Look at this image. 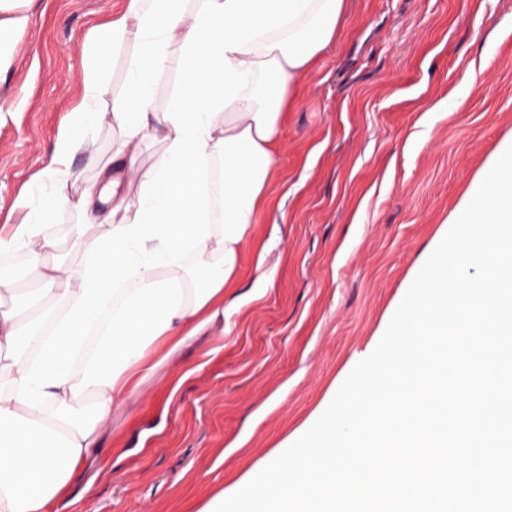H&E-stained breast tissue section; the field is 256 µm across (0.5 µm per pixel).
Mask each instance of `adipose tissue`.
<instances>
[{
  "label": "adipose tissue",
  "mask_w": 512,
  "mask_h": 512,
  "mask_svg": "<svg viewBox=\"0 0 512 512\" xmlns=\"http://www.w3.org/2000/svg\"><path fill=\"white\" fill-rule=\"evenodd\" d=\"M347 0H130L86 49L83 96L59 135L54 165L0 233V254L23 252L33 301L0 277V512H57L84 471L113 404L224 314V289L266 198L286 115L318 55L339 34ZM181 49V80L163 111L154 79ZM132 46L127 88L114 99L119 145L78 201L64 189L70 157L102 118L106 50ZM161 152L139 163L146 136ZM136 175L135 197L119 194ZM112 220L73 246L71 267L45 228L57 211L90 220L96 199Z\"/></svg>",
  "instance_id": "adipose-tissue-1"
}]
</instances>
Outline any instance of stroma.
Here are the masks:
<instances>
[{"instance_id": "35a3bbf8", "label": "stroma", "mask_w": 512, "mask_h": 512, "mask_svg": "<svg viewBox=\"0 0 512 512\" xmlns=\"http://www.w3.org/2000/svg\"><path fill=\"white\" fill-rule=\"evenodd\" d=\"M129 0H21L0 73V226L51 164L82 98L86 43ZM481 70V85L469 79ZM71 159L79 198L109 121ZM512 141V0H349L288 112L224 317L112 408L111 470L60 512H202L322 415L377 346L473 186Z\"/></svg>"}]
</instances>
